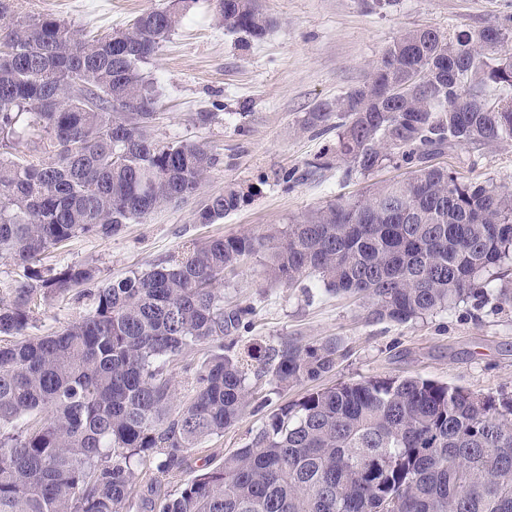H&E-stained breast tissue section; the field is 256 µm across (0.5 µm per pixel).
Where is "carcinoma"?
I'll return each instance as SVG.
<instances>
[{"mask_svg":"<svg viewBox=\"0 0 512 512\" xmlns=\"http://www.w3.org/2000/svg\"><path fill=\"white\" fill-rule=\"evenodd\" d=\"M199 0H170L104 37L51 14L14 16L0 0V259L25 280L0 299V512H125L153 456L221 436L251 404L248 360L224 310V273L267 253L268 278L314 275L358 295L375 320L406 323L488 295L512 265V190L466 181L429 159L512 140V23L444 37L408 29L363 83L307 114L337 130L345 175L399 160L411 175L338 200L285 230L195 243L110 283L98 268H37L80 235L110 237L182 201L219 162L208 146L151 134L159 104L142 72ZM219 25L264 39L258 0H210ZM235 186L197 222L241 208ZM88 307L61 332L28 336L35 305L75 290ZM229 338V343L222 340ZM219 344L179 400L167 366ZM344 353L334 340L284 344L263 374L278 390L316 381ZM157 512H512V393L479 396L422 377L370 378L312 390L278 408L221 463L150 500Z\"/></svg>","mask_w":512,"mask_h":512,"instance_id":"obj_1","label":"carcinoma"}]
</instances>
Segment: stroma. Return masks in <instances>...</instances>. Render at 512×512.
Listing matches in <instances>:
<instances>
[{"label": "stroma", "instance_id": "1", "mask_svg": "<svg viewBox=\"0 0 512 512\" xmlns=\"http://www.w3.org/2000/svg\"><path fill=\"white\" fill-rule=\"evenodd\" d=\"M170 0H16L24 19L51 14L78 33L102 35L126 27ZM273 26L256 42L212 21L208 0L161 44L144 66L159 93L152 128L163 142H204L219 157L200 189L187 200L155 210L109 238L79 236L52 251L43 266L90 262L101 282L149 269L187 246L214 237L262 234L287 226L337 199L367 195L374 185L403 178L406 167L388 163L368 173L347 172L336 155L335 130L304 129L308 112L360 85L387 46L408 29L431 27L441 35L477 31L512 18V0H260ZM212 113L209 123L199 113ZM463 179L512 188V140L466 146L436 157ZM290 174L282 182V174ZM235 184L249 192L235 213L213 224L196 221L208 199ZM264 255L247 260L224 280V305L251 307L237 331L236 351L269 349L291 341L308 345L336 339L346 352L336 369L317 380L276 390L252 380L255 399L224 434L188 451L190 468L161 473L148 462V477L176 493L191 476L240 448L250 430L281 405L313 387L374 377L421 376L483 395L512 392V301H485L403 324L374 321L365 301L325 290L316 278L291 287L264 274ZM86 308L70 294L40 307L28 335L60 331Z\"/></svg>", "mask_w": 512, "mask_h": 512}]
</instances>
